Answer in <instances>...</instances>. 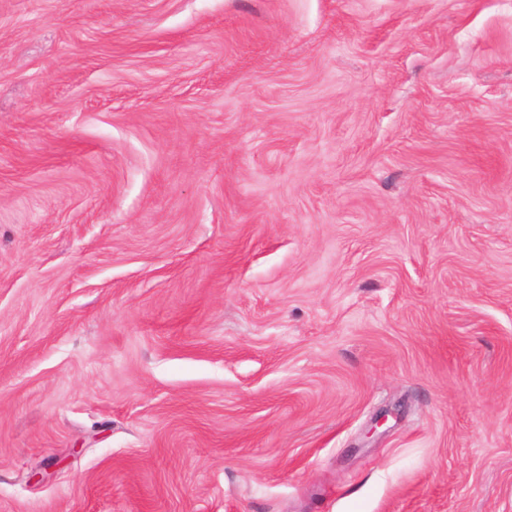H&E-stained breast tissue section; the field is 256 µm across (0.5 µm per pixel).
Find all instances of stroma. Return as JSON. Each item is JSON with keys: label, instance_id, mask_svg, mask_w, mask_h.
<instances>
[{"label": "stroma", "instance_id": "35a3bbf8", "mask_svg": "<svg viewBox=\"0 0 512 512\" xmlns=\"http://www.w3.org/2000/svg\"><path fill=\"white\" fill-rule=\"evenodd\" d=\"M0 512H512V0H0Z\"/></svg>", "mask_w": 512, "mask_h": 512}]
</instances>
